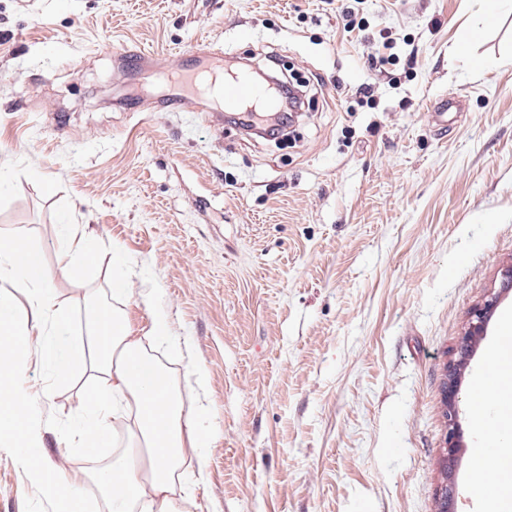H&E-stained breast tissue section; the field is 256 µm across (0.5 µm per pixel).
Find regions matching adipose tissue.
<instances>
[{
  "label": "adipose tissue",
  "mask_w": 512,
  "mask_h": 512,
  "mask_svg": "<svg viewBox=\"0 0 512 512\" xmlns=\"http://www.w3.org/2000/svg\"><path fill=\"white\" fill-rule=\"evenodd\" d=\"M18 233L0 229V335L10 337L9 348L0 350V384L9 386L6 403H0V446L11 449L30 480L59 493L58 512H88L82 473H46L35 450L39 429L26 406L30 395L22 382L23 358L29 330L17 316L12 289H22L32 309L45 315L53 327L66 326L67 307L58 300L47 272H33L21 259ZM9 290H2V283ZM90 340L61 350L54 335L39 343L40 356L60 380H68L73 367L90 370L97 387L86 414L78 417L73 441L89 451L102 447L115 421L135 413L136 437L143 455L109 467L97 477L104 493L112 497L113 512H176L172 474L186 448H198L202 440L183 432V404L177 387L162 366L143 351L144 339L168 336L166 316L153 312L146 337L134 335L120 313L90 310ZM503 341L495 345L489 360L495 373L491 382L480 383L474 399L495 403V459L491 466L493 489L483 496L480 512H512V318L502 327Z\"/></svg>",
  "instance_id": "obj_1"
}]
</instances>
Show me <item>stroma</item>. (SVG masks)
Instances as JSON below:
<instances>
[{
    "instance_id": "35a3bbf8",
    "label": "stroma",
    "mask_w": 512,
    "mask_h": 512,
    "mask_svg": "<svg viewBox=\"0 0 512 512\" xmlns=\"http://www.w3.org/2000/svg\"><path fill=\"white\" fill-rule=\"evenodd\" d=\"M475 0H0V228L54 275L83 335L87 307H120L176 380L206 446L174 474L182 512H478L488 474L470 401L500 318L512 314V14L467 49ZM391 43L396 65L372 63ZM154 53L130 69L119 46ZM202 48L282 60L306 96L280 141L225 122L208 95L163 106L167 73ZM465 109L440 132L435 99ZM97 240L76 274L58 229ZM129 293L112 294L113 256ZM499 301L461 372V446L445 473L442 393L458 339ZM24 383L48 471L93 482L127 448L116 423L97 456L72 444L93 393L57 382L43 320L22 290ZM0 512H57L0 451Z\"/></svg>"
}]
</instances>
